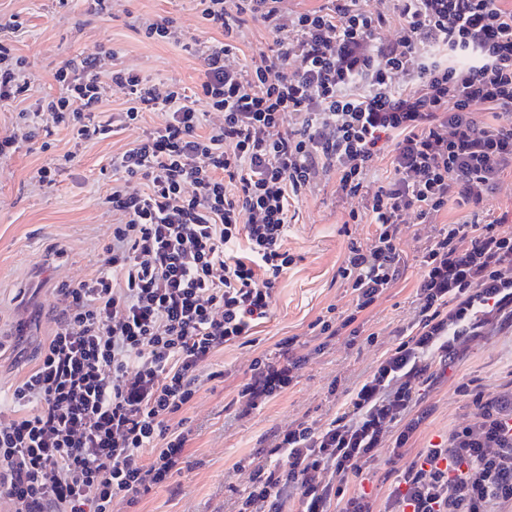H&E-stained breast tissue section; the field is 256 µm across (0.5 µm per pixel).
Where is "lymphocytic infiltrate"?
<instances>
[{"instance_id":"f902f5d3","label":"lymphocytic infiltrate","mask_w":512,"mask_h":512,"mask_svg":"<svg viewBox=\"0 0 512 512\" xmlns=\"http://www.w3.org/2000/svg\"><path fill=\"white\" fill-rule=\"evenodd\" d=\"M195 2L213 33L196 86L104 71L102 58L118 56L107 48L64 62L59 95L36 100L26 60L1 39L20 23L0 18V102H28L0 134V158L44 121L83 144L165 115L113 154L101 198L112 241L89 278L57 288V328L0 413V501L9 512H113L180 474L191 431L171 418L193 402L202 366L268 321L296 262L288 213L331 179L341 201L360 202L350 221L375 230L338 268L351 308L313 331L361 335L360 317L403 274L411 220L426 229L418 319L396 328L398 344L333 416L274 433L236 512H512V383L459 381L469 418L411 450L433 413L425 388L476 339L512 329V230L486 208L512 177V0ZM250 23L273 49L244 65ZM114 85L126 106L110 113ZM212 112L223 124L209 125ZM383 161L391 175L376 187ZM452 202L468 220L442 221ZM296 343L254 359L239 416L296 383ZM386 447L397 470L381 502L361 481Z\"/></svg>"}]
</instances>
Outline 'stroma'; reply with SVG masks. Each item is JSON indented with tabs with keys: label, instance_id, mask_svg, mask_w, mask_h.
Instances as JSON below:
<instances>
[{
	"label": "stroma",
	"instance_id": "stroma-1",
	"mask_svg": "<svg viewBox=\"0 0 512 512\" xmlns=\"http://www.w3.org/2000/svg\"><path fill=\"white\" fill-rule=\"evenodd\" d=\"M108 9L100 18L88 0H0V15L18 16L23 23L12 45L27 61L35 96L58 95L54 73L62 63L98 55L105 47L118 52L123 67L148 79L196 85L202 62L193 42L207 35L194 0H108ZM159 15L175 20L183 43L157 42L133 31L134 21ZM163 120L151 113L142 127L80 147L67 129L52 125L0 159V393L33 367L38 349L53 335L56 288L86 279L112 240V216L97 200L112 185L113 153ZM68 153L73 159L67 163ZM44 166L56 168L54 183L36 182L34 175ZM348 211L329 184L296 204L286 246L297 261L277 285L268 322L249 342L213 358L208 366L213 379L181 414L192 435L180 474L130 512H234L239 491L250 482L251 461L268 436L296 420L333 415L346 399L345 387L367 375L395 344V328L415 321L421 242L418 225L408 224L401 241L404 273L364 317L366 334L376 333L377 342L360 337L351 344L342 335L316 353L311 323L328 309L341 314L352 304L337 275L347 245L374 232L373 225L349 223ZM291 336L298 339L297 354L306 358L297 383L238 417L231 405L236 385L249 377L255 358L278 356L280 340ZM462 378L477 379L490 390L512 382V335L475 341L455 370L433 383L426 401L435 411L417 447L439 442L449 427L467 419L470 407L454 392Z\"/></svg>",
	"mask_w": 512,
	"mask_h": 512
}]
</instances>
